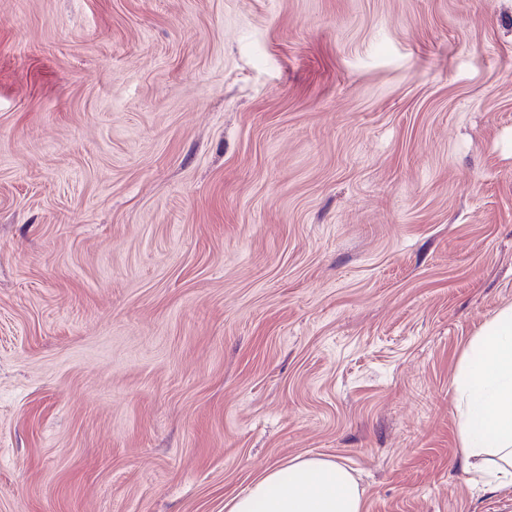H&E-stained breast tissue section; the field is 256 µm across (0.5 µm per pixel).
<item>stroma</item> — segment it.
I'll return each mask as SVG.
<instances>
[{
    "mask_svg": "<svg viewBox=\"0 0 512 512\" xmlns=\"http://www.w3.org/2000/svg\"><path fill=\"white\" fill-rule=\"evenodd\" d=\"M512 304V0H0V512H512L452 380ZM225 512H365L348 469L321 456H296L267 469L245 491L224 499Z\"/></svg>",
    "mask_w": 512,
    "mask_h": 512,
    "instance_id": "obj_1",
    "label": "stroma"
}]
</instances>
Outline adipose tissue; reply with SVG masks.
Masks as SVG:
<instances>
[{
    "label": "adipose tissue",
    "mask_w": 512,
    "mask_h": 512,
    "mask_svg": "<svg viewBox=\"0 0 512 512\" xmlns=\"http://www.w3.org/2000/svg\"><path fill=\"white\" fill-rule=\"evenodd\" d=\"M453 386L461 450L477 459L479 481L512 485V305L471 338ZM224 512H365V502L348 469L325 457L297 456L225 497Z\"/></svg>",
    "instance_id": "1"
}]
</instances>
